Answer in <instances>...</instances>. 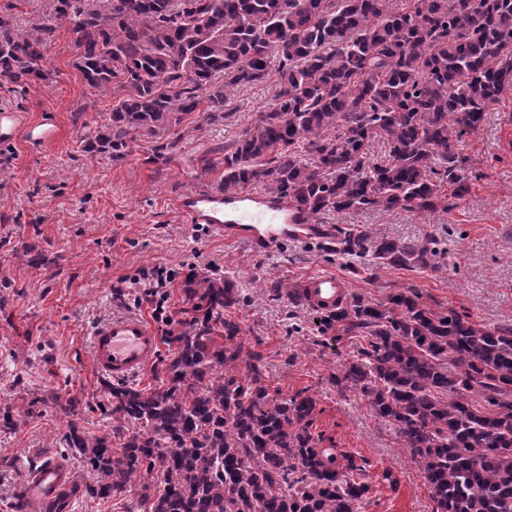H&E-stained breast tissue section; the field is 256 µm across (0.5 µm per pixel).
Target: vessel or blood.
I'll return each mask as SVG.
<instances>
[{
    "instance_id": "1",
    "label": "vessel or blood",
    "mask_w": 512,
    "mask_h": 512,
    "mask_svg": "<svg viewBox=\"0 0 512 512\" xmlns=\"http://www.w3.org/2000/svg\"><path fill=\"white\" fill-rule=\"evenodd\" d=\"M57 135L52 117L33 122L23 112L0 109L1 145L22 137L32 145L42 146L53 142ZM175 204L188 223L218 231L225 240L247 244L262 256L273 255L288 244L307 246L325 236L322 225L316 224L310 214L288 200L262 193L188 190L177 196ZM348 293L346 280L333 273L308 277L302 290L305 301L320 311L335 308ZM159 350L158 333L137 317L115 318L92 332L93 364L115 380L141 373L156 359ZM73 484L72 469L47 456L26 477L23 494L41 512H57L66 503Z\"/></svg>"
}]
</instances>
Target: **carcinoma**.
<instances>
[{
    "label": "carcinoma",
    "mask_w": 512,
    "mask_h": 512,
    "mask_svg": "<svg viewBox=\"0 0 512 512\" xmlns=\"http://www.w3.org/2000/svg\"><path fill=\"white\" fill-rule=\"evenodd\" d=\"M20 30L0 14V77L47 81L54 23L72 24L75 66L126 94L85 149L127 154L131 134L277 76L273 103L224 146L221 189L260 185L316 217L379 209L432 214L468 192L455 144L512 86V0H52ZM387 144L373 159L370 144ZM336 254L429 266L428 243L339 232ZM154 389L109 388L112 429L63 435L97 476L73 493L136 484L150 512H357L370 485L352 456L320 448L315 400L270 393L260 353L224 316L234 285L205 277ZM317 332L361 336L336 386L359 389L419 464L435 512H512V326L487 327L401 290L318 313Z\"/></svg>",
    "instance_id": "cac0c4a2"
}]
</instances>
